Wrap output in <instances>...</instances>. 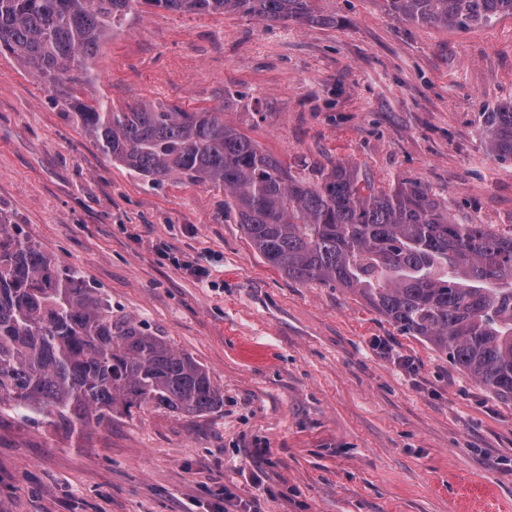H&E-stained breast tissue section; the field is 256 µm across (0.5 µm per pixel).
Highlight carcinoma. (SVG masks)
<instances>
[{"mask_svg": "<svg viewBox=\"0 0 512 512\" xmlns=\"http://www.w3.org/2000/svg\"><path fill=\"white\" fill-rule=\"evenodd\" d=\"M318 0H0V54L56 91L97 80L94 60L141 5L237 12L265 23H336ZM395 18L468 30L512 17V0H383ZM63 106L113 162L153 183L224 190L254 249L301 282L364 298L402 333L433 345L495 396L512 401V233L461 224L427 189H388L347 164L301 171L224 123L137 101L121 110L71 93ZM487 152L512 162V103L481 113ZM71 425L164 409L199 416L224 395L191 355L112 310L80 271L20 236L0 209V406Z\"/></svg>", "mask_w": 512, "mask_h": 512, "instance_id": "cac0c4a2", "label": "carcinoma"}]
</instances>
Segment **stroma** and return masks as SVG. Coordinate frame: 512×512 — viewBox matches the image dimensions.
Here are the masks:
<instances>
[{
	"mask_svg": "<svg viewBox=\"0 0 512 512\" xmlns=\"http://www.w3.org/2000/svg\"><path fill=\"white\" fill-rule=\"evenodd\" d=\"M319 6L335 24L140 7L75 94L217 108L286 163L416 183L460 223L512 230V163L479 133L512 102V18L460 31L383 0ZM0 209L224 392L200 417L74 428L0 409V512H512V402L359 297L275 270L223 191L113 163L7 53Z\"/></svg>",
	"mask_w": 512,
	"mask_h": 512,
	"instance_id": "35a3bbf8",
	"label": "stroma"
}]
</instances>
